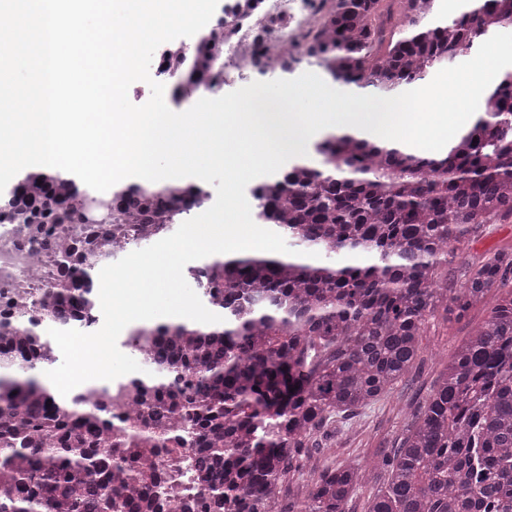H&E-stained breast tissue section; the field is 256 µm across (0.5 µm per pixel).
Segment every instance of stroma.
I'll use <instances>...</instances> for the list:
<instances>
[{"label": "stroma", "mask_w": 512, "mask_h": 512, "mask_svg": "<svg viewBox=\"0 0 512 512\" xmlns=\"http://www.w3.org/2000/svg\"><path fill=\"white\" fill-rule=\"evenodd\" d=\"M512 246V222L490 224L478 241L464 247L448 264V285H459L463 265L478 262L489 251ZM487 307L471 309L461 319L437 313L429 320L421 338V351L414 368L397 390L381 399L359 417L337 423L336 437L328 448L312 453L306 467L289 476L283 492L286 502L305 498L311 484L328 467L347 463L366 465L395 448L408 417L423 403L446 363L468 334L486 317Z\"/></svg>", "instance_id": "obj_1"}]
</instances>
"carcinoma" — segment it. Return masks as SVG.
<instances>
[{"instance_id":"cac0c4a2","label":"carcinoma","mask_w":512,"mask_h":512,"mask_svg":"<svg viewBox=\"0 0 512 512\" xmlns=\"http://www.w3.org/2000/svg\"><path fill=\"white\" fill-rule=\"evenodd\" d=\"M324 14L300 55L263 64L287 73L316 64L333 84L397 90L512 26V0H309ZM206 37L184 63L174 99L208 80ZM317 158L252 191L255 217L316 252L242 253L191 270L213 324L165 321L129 332L152 367L102 385L53 394V365L34 314L59 329L98 317L95 278L117 251L121 224L164 232L210 196L197 183H133L111 194L60 171H30L0 194V215L27 224L59 255L54 287L0 290V512H182L177 483L150 479L132 451L193 449L209 481L197 512H349L362 488L388 472L368 512H512V250L465 266L458 288L438 268L486 224L512 219V72L448 153L329 135ZM506 288L457 349L392 456L324 470L308 497L286 507L282 486L336 422L388 396L413 366L427 318L458 317ZM122 401L137 423L118 429Z\"/></svg>"}]
</instances>
